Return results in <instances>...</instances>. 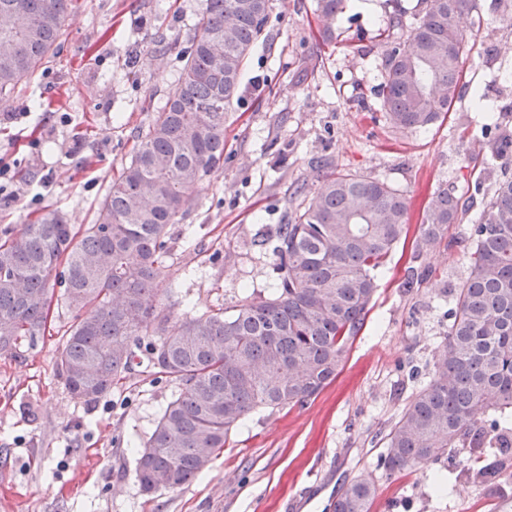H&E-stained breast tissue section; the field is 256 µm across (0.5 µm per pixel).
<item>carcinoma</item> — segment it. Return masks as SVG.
<instances>
[{
  "mask_svg": "<svg viewBox=\"0 0 512 512\" xmlns=\"http://www.w3.org/2000/svg\"><path fill=\"white\" fill-rule=\"evenodd\" d=\"M73 0H0V99L34 79L53 55ZM271 0H205L201 30L186 49L165 103L112 179L95 223L78 235L57 211L0 242V353L18 354L45 335L51 305L75 312L59 370L86 401L112 391L140 356L176 391L137 447L142 490L181 487L223 451L259 410L303 408L336 378L363 329L378 277L407 239L410 203L385 181L338 171L328 160L319 187L300 186L287 222L269 237L277 276L266 296L216 305L172 327L158 310L169 226L192 206L195 185L224 163V130L243 93L242 75L264 36ZM345 0H317L322 36L335 38ZM477 0H419L407 25H388L380 111L395 131L426 130L460 99L469 34L457 23ZM479 133L496 157L512 136ZM446 188L428 198L413 258L437 248L469 216L470 273L451 290L448 332L429 383L380 438L377 468L390 474L438 460L450 448H495L512 461V177L489 203ZM60 292H55V287ZM376 482L346 483L333 512H371Z\"/></svg>",
  "mask_w": 512,
  "mask_h": 512,
  "instance_id": "obj_1",
  "label": "carcinoma"
}]
</instances>
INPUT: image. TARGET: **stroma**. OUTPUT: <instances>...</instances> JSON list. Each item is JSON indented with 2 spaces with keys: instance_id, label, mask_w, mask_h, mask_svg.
Here are the masks:
<instances>
[{
  "instance_id": "stroma-1",
  "label": "stroma",
  "mask_w": 512,
  "mask_h": 512,
  "mask_svg": "<svg viewBox=\"0 0 512 512\" xmlns=\"http://www.w3.org/2000/svg\"><path fill=\"white\" fill-rule=\"evenodd\" d=\"M315 0H272L266 37L243 76L227 122L224 164L205 176L169 231L161 303L171 322L266 293L274 259L266 243L284 223L296 186L314 191L317 160L404 190L411 222L437 188L490 200L512 176V156L489 163L473 147V96L512 135V0H478L459 24L473 36L470 90L443 124L398 132L377 100L385 47L379 28L410 18L418 0H348L325 41ZM205 0H75L44 71L0 100V162L14 171L17 203L0 205V237L49 211L83 231L128 161L151 108L173 88ZM464 227L412 258L398 247L374 306L336 379L306 407L251 413L201 476L144 493L133 448L150 431L172 385L137 365L94 402L75 399L58 367L71 316L52 309L44 336L22 357L0 353V512H332L343 485L372 473L371 512H512V465L497 486L470 483L468 497L440 494L449 459L461 474L485 465L467 448L409 471L375 467L379 439L429 381L448 327L450 289L470 272ZM419 282L405 288L409 268ZM416 379H409L411 370Z\"/></svg>"
}]
</instances>
